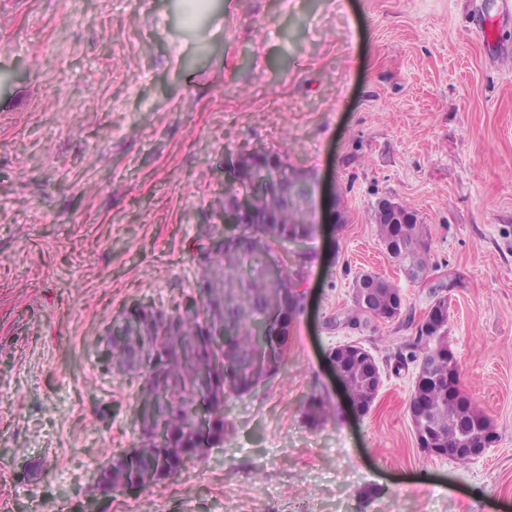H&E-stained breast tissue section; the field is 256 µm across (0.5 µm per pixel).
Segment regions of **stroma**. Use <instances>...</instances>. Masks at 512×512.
Listing matches in <instances>:
<instances>
[{
	"instance_id": "35a3bbf8",
	"label": "stroma",
	"mask_w": 512,
	"mask_h": 512,
	"mask_svg": "<svg viewBox=\"0 0 512 512\" xmlns=\"http://www.w3.org/2000/svg\"><path fill=\"white\" fill-rule=\"evenodd\" d=\"M0 0V512H512V17L501 0ZM497 23L495 49L477 30ZM263 149L336 193L297 268L280 374L231 397L223 444L152 488L91 497L138 444L139 375L104 370L133 304L197 297L224 156ZM418 212L449 291L461 386L496 440L424 454L407 413L427 285L371 223ZM372 271L406 320L336 318ZM354 341L382 372L357 415L328 364ZM333 404L312 423L307 404Z\"/></svg>"
}]
</instances>
